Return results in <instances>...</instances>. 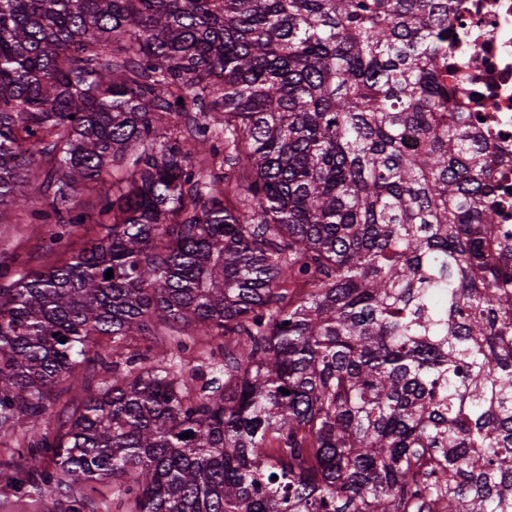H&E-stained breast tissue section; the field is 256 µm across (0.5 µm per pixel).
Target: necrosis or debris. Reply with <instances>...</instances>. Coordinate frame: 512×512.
<instances>
[{"mask_svg":"<svg viewBox=\"0 0 512 512\" xmlns=\"http://www.w3.org/2000/svg\"><path fill=\"white\" fill-rule=\"evenodd\" d=\"M460 12L466 25L448 81L492 150L497 222L512 226V0H461Z\"/></svg>","mask_w":512,"mask_h":512,"instance_id":"1","label":"necrosis or debris"}]
</instances>
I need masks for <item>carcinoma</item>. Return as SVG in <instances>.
Instances as JSON below:
<instances>
[{
	"mask_svg": "<svg viewBox=\"0 0 512 512\" xmlns=\"http://www.w3.org/2000/svg\"><path fill=\"white\" fill-rule=\"evenodd\" d=\"M459 2L0 0V224L58 243L112 178L102 237L0 286V434L48 459L17 490L512 512V232L445 82ZM61 389L62 386L54 390L49 410L52 416L48 427L53 433L57 432L60 423L65 420L68 410L78 405L86 397V393L81 386H73L69 390Z\"/></svg>",
	"mask_w": 512,
	"mask_h": 512,
	"instance_id": "carcinoma-1",
	"label": "carcinoma"
}]
</instances>
